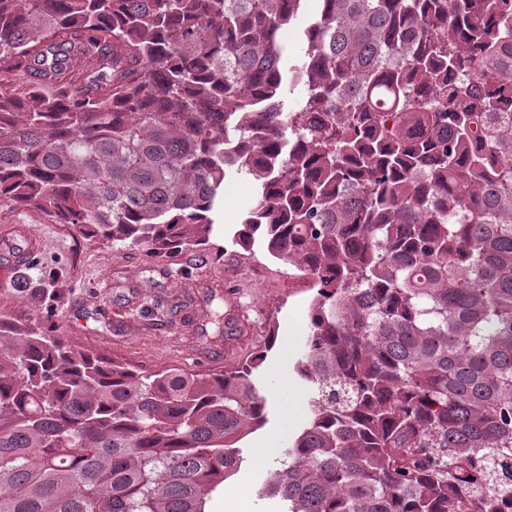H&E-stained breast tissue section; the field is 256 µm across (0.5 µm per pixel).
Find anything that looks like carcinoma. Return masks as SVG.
Listing matches in <instances>:
<instances>
[{
	"label": "carcinoma",
	"mask_w": 512,
	"mask_h": 512,
	"mask_svg": "<svg viewBox=\"0 0 512 512\" xmlns=\"http://www.w3.org/2000/svg\"><path fill=\"white\" fill-rule=\"evenodd\" d=\"M300 2L0 0V204L218 256L226 172L251 175L234 244L316 288L310 421L263 494L512 512V0H322L284 112ZM263 361L144 372L0 311V512H207L268 421ZM320 7L321 1L319 0H302L296 17L279 33V40L284 49L281 59L282 68L287 78H294L293 80L297 84L291 93L283 98L284 109L288 111L296 108L305 95L303 81H300L297 76L293 77L295 74L291 72V69L296 64H300L302 50L306 46L303 32L310 23L318 18Z\"/></svg>",
	"instance_id": "cac0c4a2"
}]
</instances>
